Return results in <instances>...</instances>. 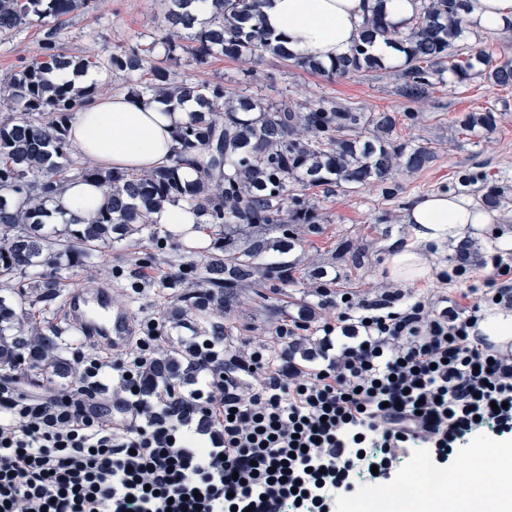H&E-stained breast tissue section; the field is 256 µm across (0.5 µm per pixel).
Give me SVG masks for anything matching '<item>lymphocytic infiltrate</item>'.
Instances as JSON below:
<instances>
[{
  "label": "lymphocytic infiltrate",
  "instance_id": "f902f5d3",
  "mask_svg": "<svg viewBox=\"0 0 512 512\" xmlns=\"http://www.w3.org/2000/svg\"><path fill=\"white\" fill-rule=\"evenodd\" d=\"M437 279L464 289L347 298L324 280L246 350L157 317L68 358L1 330L0 512H336L415 449L442 467L482 431L511 435L512 351L479 324L512 309V253L461 254ZM310 329L320 350L297 358Z\"/></svg>",
  "mask_w": 512,
  "mask_h": 512
}]
</instances>
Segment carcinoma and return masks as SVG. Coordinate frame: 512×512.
<instances>
[{
	"mask_svg": "<svg viewBox=\"0 0 512 512\" xmlns=\"http://www.w3.org/2000/svg\"><path fill=\"white\" fill-rule=\"evenodd\" d=\"M87 2L0 0V35L35 21L48 25L38 58L8 80L9 101L20 108L19 115L0 120V226L16 229L0 242V279L27 273L45 254L56 266L42 284L48 303L66 287L59 270L81 255L92 256L103 240H122L128 225L144 224L147 237L159 240L152 213L165 203L193 207L205 224H267L281 230L289 224L315 223L316 214L307 201L310 190L329 193L378 184L391 193L396 167L417 172L432 159L428 148L408 151L393 137L395 118L386 112H368L329 99L265 104L244 92L231 93L222 84L174 82L169 65L185 54L198 65L216 55L246 61L270 54L312 72L344 77L385 67L366 49L378 34L404 54L393 75L409 120L415 118L414 105L429 97L447 70L461 81L479 75L494 86L512 88L511 58L495 62L482 50L467 53L456 45L465 29L461 0H420V9L404 31L382 8L374 9L365 17L351 57L330 66L274 44L257 21L260 0H211V20L199 27L191 12L196 0H169L167 22L186 37L162 38L160 59L154 56V43L119 47L106 59L74 57L65 53L57 31L65 16ZM101 66L148 75L130 91L133 96L197 105L174 131L173 154L148 173L86 166L69 147V124L99 95V87L77 88L65 73L78 75ZM460 125L465 130H492L496 117L488 109L464 116ZM189 152L196 170L193 179L181 173ZM75 177L106 187V200L89 223L75 217L65 221L71 227V245L54 236L47 218L55 196ZM478 182L485 187L484 206L499 207L505 189L489 183L485 171L472 170L459 178L463 187ZM270 248L267 240L256 239L240 254L214 251L202 256L198 266L202 287L211 289L210 300L229 306L236 288L252 277L254 260ZM26 312L1 298L0 328Z\"/></svg>",
	"mask_w": 512,
	"mask_h": 512,
	"instance_id": "cac0c4a2",
	"label": "carcinoma"
}]
</instances>
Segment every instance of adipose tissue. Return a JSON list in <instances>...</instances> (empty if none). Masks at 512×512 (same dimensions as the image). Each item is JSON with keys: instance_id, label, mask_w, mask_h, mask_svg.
Masks as SVG:
<instances>
[{"instance_id": "1", "label": "adipose tissue", "mask_w": 512, "mask_h": 512, "mask_svg": "<svg viewBox=\"0 0 512 512\" xmlns=\"http://www.w3.org/2000/svg\"><path fill=\"white\" fill-rule=\"evenodd\" d=\"M379 2L397 25L420 7V0H263L260 22L288 50L328 65L350 54L365 16ZM463 14L474 30H501L512 25V0H464ZM190 110L187 104L129 94L98 96L76 113L68 139L78 153L101 167L147 169L171 154L172 132L188 120ZM103 201L102 188L73 179L58 197L51 221L61 224L73 215L89 218ZM408 221L411 239L394 242L386 262L389 275L404 283L428 275L423 246L461 240L469 227L490 223L491 216L469 197L434 194L415 201ZM489 470L497 472L496 481H486ZM413 509L512 512V450H477L470 469L449 477L447 487L426 486Z\"/></svg>"}]
</instances>
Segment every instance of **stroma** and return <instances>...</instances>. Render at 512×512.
I'll list each match as a JSON object with an SVG mask.
<instances>
[{"label": "stroma", "mask_w": 512, "mask_h": 512, "mask_svg": "<svg viewBox=\"0 0 512 512\" xmlns=\"http://www.w3.org/2000/svg\"><path fill=\"white\" fill-rule=\"evenodd\" d=\"M163 0H92L89 8H78L66 18L58 40L68 54L104 57L119 47L143 46L165 37L167 26ZM45 25L33 23L0 36V80L22 70L36 57ZM175 79L195 78L237 87L265 101L291 98L299 102L329 98L353 103L396 116L395 134L399 142L428 147L433 158L415 173L396 169L394 194L377 185H366L350 192L329 195L311 191L308 199L318 220L313 224H293L295 239L288 252L291 279L281 283L267 277L265 259H258L255 271L236 291L237 302L224 312V333L234 344L268 339L275 327L307 305L314 303L313 292L323 272L336 274L337 292L356 296L399 289L384 262L394 240L408 237L411 226L408 210L421 196L447 192L459 177L472 169L487 172L490 180L506 187L502 204L496 210V224L512 234V89L501 88L470 77L458 82L453 75L435 86L428 102L418 107L416 120H407L404 106L395 94L389 70L362 72L351 77H329L297 66H284L274 56L249 61L222 57L197 66L183 57L173 69ZM493 110L494 130L477 127L463 130L458 120L472 112ZM278 237V230L259 224L234 228L216 226L209 231L189 226L180 232H162L161 243L149 241L145 232L134 231L112 245H103L98 257L67 270L68 291H89L102 286L112 289L116 304L127 309L134 320L165 316L169 325L190 321L207 328L209 320L189 310H173L171 302L199 288L196 279L165 286L171 272L191 266L210 251L216 238H223L227 251L249 247L254 236ZM41 282L33 276L0 282V297L33 307L38 326L22 324L24 334L43 335L49 325H62L65 298L39 303Z\"/></svg>", "instance_id": "35a3bbf8"}]
</instances>
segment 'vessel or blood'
Instances as JSON below:
<instances>
[{"instance_id": "obj_1", "label": "vessel or blood", "mask_w": 512, "mask_h": 512, "mask_svg": "<svg viewBox=\"0 0 512 512\" xmlns=\"http://www.w3.org/2000/svg\"><path fill=\"white\" fill-rule=\"evenodd\" d=\"M66 311L68 322L77 324L84 335L95 337L110 349H122L132 334V317L128 311L114 308L111 288L75 292Z\"/></svg>"}]
</instances>
